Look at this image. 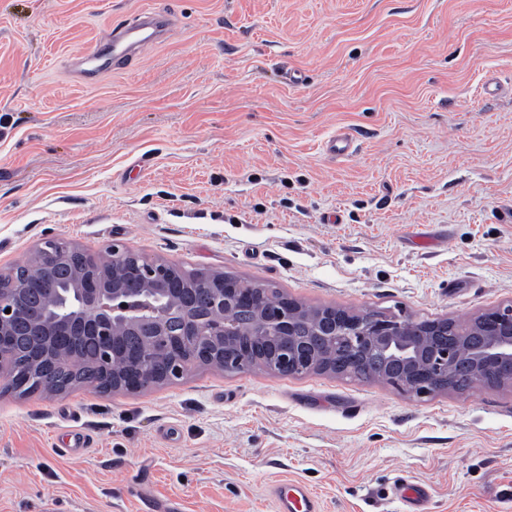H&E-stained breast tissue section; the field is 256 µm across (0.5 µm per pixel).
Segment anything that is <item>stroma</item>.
I'll return each mask as SVG.
<instances>
[{
	"mask_svg": "<svg viewBox=\"0 0 512 512\" xmlns=\"http://www.w3.org/2000/svg\"><path fill=\"white\" fill-rule=\"evenodd\" d=\"M144 10L166 39L77 82L70 60ZM52 237L310 306L512 301V0H0V269ZM285 479L322 512H403L402 479L425 512H512V388L199 367L0 393V512H276ZM395 494L405 505V512H424V506L430 497L425 485L409 481L396 485Z\"/></svg>",
	"mask_w": 512,
	"mask_h": 512,
	"instance_id": "1",
	"label": "stroma"
}]
</instances>
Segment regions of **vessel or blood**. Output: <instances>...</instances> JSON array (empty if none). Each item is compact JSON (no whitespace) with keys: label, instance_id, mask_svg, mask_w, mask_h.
<instances>
[{"label":"vessel or blood","instance_id":"b4317fda","mask_svg":"<svg viewBox=\"0 0 512 512\" xmlns=\"http://www.w3.org/2000/svg\"><path fill=\"white\" fill-rule=\"evenodd\" d=\"M169 26V18L161 13H146L128 27L112 30L94 46L77 55L71 62L74 77L82 82L93 81L100 74L124 68L159 42ZM396 496L405 512H424L430 493L426 486L409 481L395 487ZM278 512H320V502L306 485L284 481L274 489Z\"/></svg>","mask_w":512,"mask_h":512}]
</instances>
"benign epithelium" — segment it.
Wrapping results in <instances>:
<instances>
[{
  "mask_svg": "<svg viewBox=\"0 0 512 512\" xmlns=\"http://www.w3.org/2000/svg\"><path fill=\"white\" fill-rule=\"evenodd\" d=\"M104 257L48 239L26 268L0 271V387L60 393L51 364L93 370L113 391L183 378L196 367L279 375L377 370L376 380L418 398L512 385V303L458 327L448 319L309 307L264 283L149 261L120 243ZM65 302L59 315L48 299ZM11 312H6V309Z\"/></svg>",
  "mask_w": 512,
  "mask_h": 512,
  "instance_id": "benign-epithelium-1",
  "label": "benign epithelium"
}]
</instances>
